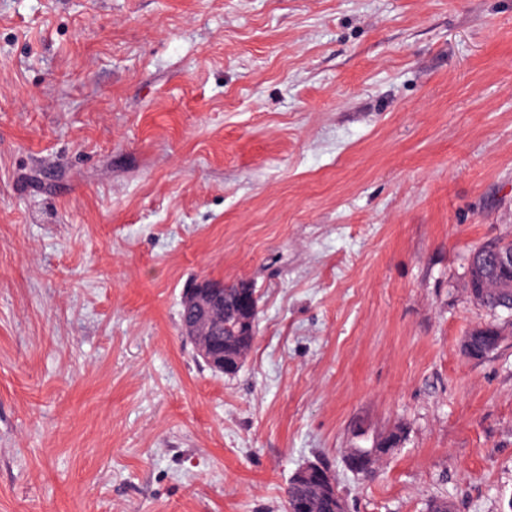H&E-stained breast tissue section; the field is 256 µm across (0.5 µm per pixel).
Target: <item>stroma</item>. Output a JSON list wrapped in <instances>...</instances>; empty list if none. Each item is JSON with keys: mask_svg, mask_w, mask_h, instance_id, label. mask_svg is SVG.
I'll use <instances>...</instances> for the list:
<instances>
[{"mask_svg": "<svg viewBox=\"0 0 512 512\" xmlns=\"http://www.w3.org/2000/svg\"><path fill=\"white\" fill-rule=\"evenodd\" d=\"M512 0H0V512H512ZM250 281L233 376L191 281ZM402 428L378 477L347 448ZM487 246L474 250L469 257V273L467 279V290L471 297L480 302L482 306L497 310L502 308L508 299L502 288L488 283H481L476 280L475 263L484 260V250ZM492 258L481 266L484 279L489 282L500 283L501 287H507L512 278V246L511 248L493 249ZM510 287L512 288V281ZM240 283L241 281H238L225 288L226 285L223 282L200 279L192 282L184 290L183 298L190 314L183 325V334L194 345L197 358L215 373H224L229 366L224 362V354H219L212 341L218 345L221 352H225L227 359L235 363L239 360H247L254 347L258 322V298H256L257 310L254 315H242L237 308V298L246 288H239ZM217 288H224V300L220 308L222 317L214 336L210 337L211 341L209 336L213 326L214 295ZM244 363L236 364L234 370L224 375L237 373ZM505 330L497 324H487L471 331V348L476 355L489 354L497 350L505 340ZM293 477L299 481L320 486L325 491L340 495L338 488H336V477L334 472L320 463L310 462L305 464L298 469ZM337 494L336 496H338ZM303 500L309 502L311 507V510L309 512L337 511L335 496L320 493L317 491V488L308 486L306 484H291L289 482L288 487L285 491L284 499L286 512H290V510H295V503Z\"/></svg>", "mask_w": 512, "mask_h": 512, "instance_id": "1", "label": "stroma"}]
</instances>
